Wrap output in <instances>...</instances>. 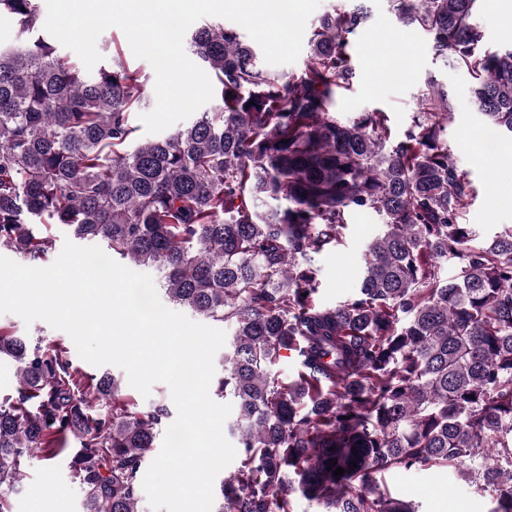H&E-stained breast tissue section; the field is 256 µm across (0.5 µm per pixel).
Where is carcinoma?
<instances>
[{
    "label": "carcinoma",
    "instance_id": "1",
    "mask_svg": "<svg viewBox=\"0 0 512 512\" xmlns=\"http://www.w3.org/2000/svg\"><path fill=\"white\" fill-rule=\"evenodd\" d=\"M367 2L324 16L304 71L286 80L238 27L194 28L188 50L219 104L132 149L139 71L118 61L85 73L41 36L36 0H0L26 35L0 46V248L42 260L55 239L33 225L63 226L153 270L170 302L233 327L212 386L236 405L238 460L218 512H295L296 490L321 512H416L376 475L435 466L489 495L491 512H512V225L478 242L460 223L473 188L444 138L453 101L434 80L399 142L382 111L336 118ZM388 2L476 81L491 130L512 136V45L483 48L477 0ZM360 213L383 232L354 295L321 306L312 255L343 244ZM284 350L301 366L288 378L274 370ZM2 356L19 388L0 396V512L24 464L56 458L69 434L85 512H139L168 403L142 411L115 379L72 369L67 348L1 327Z\"/></svg>",
    "mask_w": 512,
    "mask_h": 512
}]
</instances>
